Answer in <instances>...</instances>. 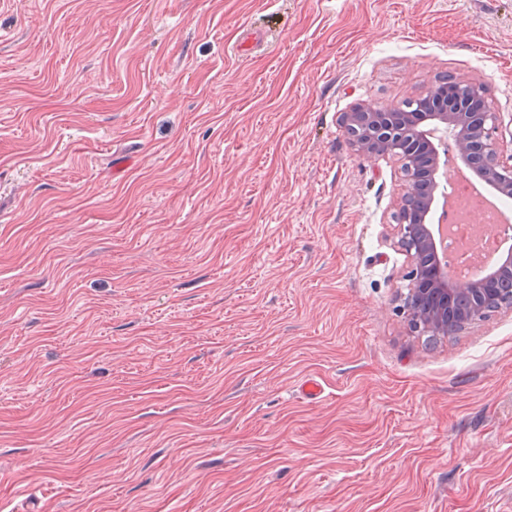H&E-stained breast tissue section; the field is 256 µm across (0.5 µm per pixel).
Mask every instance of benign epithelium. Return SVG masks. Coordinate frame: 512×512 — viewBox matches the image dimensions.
Returning <instances> with one entry per match:
<instances>
[{
  "instance_id": "benign-epithelium-1",
  "label": "benign epithelium",
  "mask_w": 512,
  "mask_h": 512,
  "mask_svg": "<svg viewBox=\"0 0 512 512\" xmlns=\"http://www.w3.org/2000/svg\"><path fill=\"white\" fill-rule=\"evenodd\" d=\"M483 87L442 78L430 90L437 100L477 99ZM343 125L351 144L367 157L393 155L403 162L405 186L398 201L399 243L410 259L406 316L414 333L448 335V322L470 325L485 318L490 296L512 282V253L483 281L461 287L448 282L437 260L427 228L428 196L441 156L448 155L447 140L469 157L478 151L476 166L495 188L512 193V164L499 153L497 117L493 112L475 120L472 112H392L388 108L358 105L344 113Z\"/></svg>"
}]
</instances>
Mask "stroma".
<instances>
[{
  "label": "stroma",
  "mask_w": 512,
  "mask_h": 512,
  "mask_svg": "<svg viewBox=\"0 0 512 512\" xmlns=\"http://www.w3.org/2000/svg\"><path fill=\"white\" fill-rule=\"evenodd\" d=\"M444 75L512 155V0H0V512H512V309L410 330L342 125Z\"/></svg>",
  "instance_id": "1"
}]
</instances>
